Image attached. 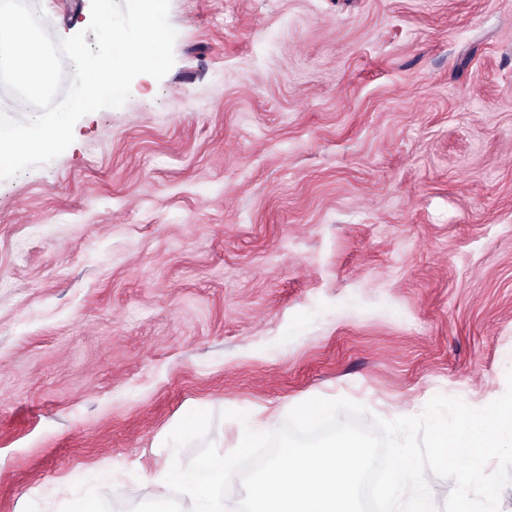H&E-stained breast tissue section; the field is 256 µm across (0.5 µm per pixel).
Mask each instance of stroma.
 Returning a JSON list of instances; mask_svg holds the SVG:
<instances>
[{
  "instance_id": "stroma-1",
  "label": "stroma",
  "mask_w": 512,
  "mask_h": 512,
  "mask_svg": "<svg viewBox=\"0 0 512 512\" xmlns=\"http://www.w3.org/2000/svg\"><path fill=\"white\" fill-rule=\"evenodd\" d=\"M53 40L91 0H27ZM174 65L0 181V512L512 369V0H170ZM64 494L51 497L48 489ZM273 426L272 418L265 415L263 411L257 410L252 412L246 418L243 424V434L241 438L242 448H249L254 438L263 430Z\"/></svg>"
}]
</instances>
